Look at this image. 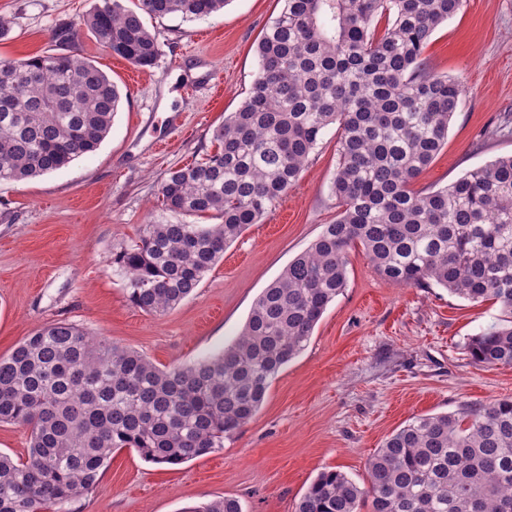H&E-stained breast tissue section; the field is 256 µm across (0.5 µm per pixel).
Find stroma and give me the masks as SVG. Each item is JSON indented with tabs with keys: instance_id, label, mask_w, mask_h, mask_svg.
Instances as JSON below:
<instances>
[{
	"instance_id": "35a3bbf8",
	"label": "stroma",
	"mask_w": 512,
	"mask_h": 512,
	"mask_svg": "<svg viewBox=\"0 0 512 512\" xmlns=\"http://www.w3.org/2000/svg\"><path fill=\"white\" fill-rule=\"evenodd\" d=\"M94 3L0 0V14L12 20L0 56L48 50L53 25L78 21ZM283 5L231 0L201 19L150 21L160 55L136 81L132 64L79 29L81 54L118 85L123 101L96 151L40 177L0 182L1 357L36 328L67 321L159 368L193 364L240 334L263 289L335 221L331 128L296 184L167 314L135 307L112 262L135 244L141 225L177 222L158 199L160 182L169 169L199 160L213 129L239 107L257 69L256 43ZM424 57L431 70L464 86L447 143L415 183L438 189L512 155V0H466L433 32ZM206 71L221 85L219 96L183 93ZM160 140L168 146L162 158L154 154ZM501 317L490 301L389 283L353 249L344 292L223 449L180 465L116 451L98 485L65 512H183L224 497L237 499L242 512H295L311 481L329 469L366 486L370 457L411 418L512 397V367H482L467 352L469 339Z\"/></svg>"
}]
</instances>
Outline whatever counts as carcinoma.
Here are the masks:
<instances>
[{
    "instance_id": "cac0c4a2",
    "label": "carcinoma",
    "mask_w": 512,
    "mask_h": 512,
    "mask_svg": "<svg viewBox=\"0 0 512 512\" xmlns=\"http://www.w3.org/2000/svg\"><path fill=\"white\" fill-rule=\"evenodd\" d=\"M230 2L96 0L80 25L111 53L151 68L160 46L144 16L196 19ZM284 2L258 40L247 96L213 130L212 150L160 183L166 210L219 223L145 224L112 262L127 273L136 307L155 316L175 309L297 182L333 124L336 222L255 299L234 343L192 365L160 369L63 321L0 358V423L30 433L25 459L0 453V512L61 508L93 489L123 448L178 465L223 447L343 293L357 244L388 282L499 303L507 321L467 348L479 366L512 367V156L443 188H413L446 144L464 92L423 53L464 0ZM76 25L55 24L41 54L0 58V182L65 168L111 129L120 91L79 54ZM368 475L361 488L340 470L321 472L295 512H512V399L412 418L376 449ZM185 512L242 510L224 498Z\"/></svg>"
}]
</instances>
